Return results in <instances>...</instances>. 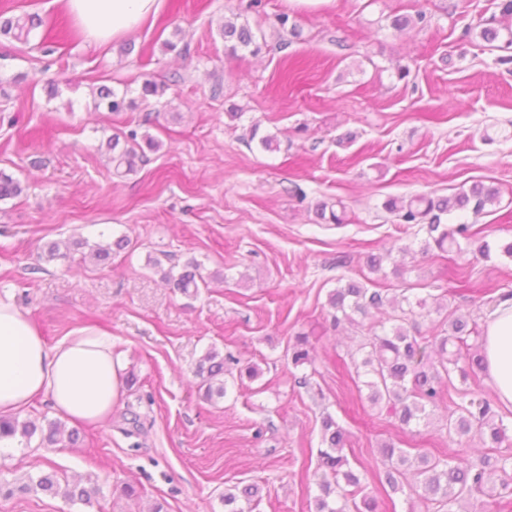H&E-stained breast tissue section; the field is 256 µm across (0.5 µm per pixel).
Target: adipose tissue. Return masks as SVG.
<instances>
[{
    "label": "adipose tissue",
    "mask_w": 512,
    "mask_h": 512,
    "mask_svg": "<svg viewBox=\"0 0 512 512\" xmlns=\"http://www.w3.org/2000/svg\"><path fill=\"white\" fill-rule=\"evenodd\" d=\"M90 39H120L157 15L162 0H60ZM485 369L499 403L512 408V298L489 310L482 336ZM125 369L112 339L80 328L47 345L11 295H0V416L36 398L72 424L98 426L112 415Z\"/></svg>",
    "instance_id": "obj_1"
}]
</instances>
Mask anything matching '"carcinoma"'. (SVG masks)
Returning <instances> with one entry per match:
<instances>
[{
    "instance_id": "1",
    "label": "carcinoma",
    "mask_w": 512,
    "mask_h": 512,
    "mask_svg": "<svg viewBox=\"0 0 512 512\" xmlns=\"http://www.w3.org/2000/svg\"><path fill=\"white\" fill-rule=\"evenodd\" d=\"M35 28L34 17H9L7 8L0 7V34L11 35L18 41L26 42ZM225 48L228 54L236 55L248 51L253 55L261 52L266 43L259 41L260 30L253 29L249 22L226 21L221 27ZM95 110L121 112L125 109V99L108 88H101ZM154 150L159 142L145 133L138 135L135 130L125 135V146L112 156L114 169L125 168V172L136 171L137 163L146 162L144 148ZM23 191L19 180L0 171V200L14 198ZM498 192L482 184L473 185L469 191H462L451 197L433 198L426 195L408 199L392 197L385 201L384 208L396 214L404 224H423L427 237L423 240L420 252L428 254L436 248L445 252L454 247L461 248L459 239H464L472 252L482 257L489 255L490 244L470 232V225L442 223V216L457 210L470 209L481 213L486 206L494 203ZM315 213L321 220L333 224L345 223V212H337L326 201L315 205ZM153 267L159 269L161 281L184 295H195L199 282L200 264L196 260L186 262L181 270L171 266L161 267L157 260ZM413 285H408L393 295L381 290H371L363 284L348 281L333 290L327 305L334 327L347 322L361 325L357 317H366L370 309L389 306L393 315L390 326L372 324L365 328L358 350L365 352L362 366L367 380L364 385L369 390V401L385 410L389 420L402 429L418 427L428 423L434 412L440 408L448 410V420L444 425L448 436L458 439L478 435L489 441L490 447L499 448L509 441L508 415L495 410L491 401L480 398L469 389L455 387L452 375L467 381L475 370L485 369V359L481 352L470 351L468 339L480 336L475 321H469L450 312L446 314L435 334L423 336L416 329L415 317L423 315L428 307V299L412 295ZM308 337L298 335L288 348L293 365L299 366L310 361ZM225 358L214 349L209 350L200 360L196 376L200 378V388L207 400L222 398L226 394L224 374ZM322 443L320 451L323 480L319 494L315 497V512H378L377 498L365 493L366 485L361 477L349 467L344 454L346 432L331 414L322 418ZM41 432V444L49 446L58 442L61 424L50 421L39 428L33 422H21L13 417H0V439L17 434L29 439ZM383 470L376 473L380 486H386L393 494L408 493V498L417 499L428 507L434 505L443 512H456L455 505L470 500L477 495H494L502 498L512 496V454L485 453L476 461L466 458L449 462L433 459L425 454L410 455L391 443L380 445ZM411 469L416 475V483L404 487L401 477ZM500 477V493L486 489L491 473ZM22 491L40 490L51 495H60L72 503L93 505L100 488L61 484L55 472H44L27 476V482L19 486ZM256 491L247 486L241 495L224 494V506L229 512H245L237 506L238 497L251 503Z\"/></svg>"
}]
</instances>
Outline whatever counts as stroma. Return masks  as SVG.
I'll return each mask as SVG.
<instances>
[{
    "label": "stroma",
    "mask_w": 512,
    "mask_h": 512,
    "mask_svg": "<svg viewBox=\"0 0 512 512\" xmlns=\"http://www.w3.org/2000/svg\"><path fill=\"white\" fill-rule=\"evenodd\" d=\"M11 4L42 24L26 45L0 35V170L24 187L0 201V293L48 345L86 326L110 334L127 382L78 446L44 448L35 436L0 452L1 478H91L97 503L17 491L0 494V512H226L225 493L246 485L258 488L254 512H314L327 413L357 472L379 468L385 441L444 460L482 449L448 437L445 410L412 430L381 415L355 384L361 332L333 327L327 298L350 280L407 281L481 323L512 292V258L497 249L512 238V18L499 0H164L131 36L101 45L60 40L71 22L56 0ZM419 13L424 22L392 28ZM235 14L262 29L261 53L225 54L220 26ZM283 14L299 36L280 28ZM486 27L498 29L494 43ZM177 31L188 54L163 46ZM148 79L167 82L163 97L142 98ZM101 85L128 107L95 111ZM132 129L161 147L118 177L108 140ZM266 135L278 149L261 147ZM476 182L497 188V202L442 221L484 230L487 259L466 247L419 256L425 231L383 208ZM329 199L343 202L346 223L318 222L314 206ZM122 237L129 246L109 260L91 256L90 245ZM76 240L86 246L74 252ZM49 242L68 254L43 265ZM372 253L384 257L376 273ZM163 255L200 263L197 296L161 282L148 260ZM300 334L315 360L297 367L288 345ZM211 349L235 361L226 396L209 402L195 368Z\"/></svg>",
    "instance_id": "35a3bbf8"
}]
</instances>
